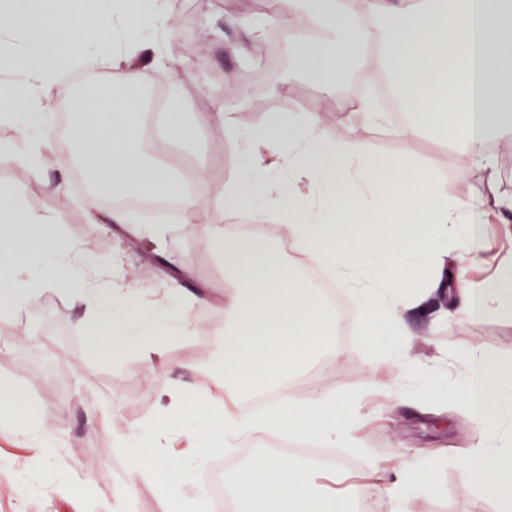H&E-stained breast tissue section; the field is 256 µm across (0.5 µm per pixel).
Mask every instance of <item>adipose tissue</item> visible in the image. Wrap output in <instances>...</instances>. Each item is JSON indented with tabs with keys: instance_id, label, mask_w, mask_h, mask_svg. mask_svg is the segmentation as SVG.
<instances>
[{
	"instance_id": "obj_1",
	"label": "adipose tissue",
	"mask_w": 512,
	"mask_h": 512,
	"mask_svg": "<svg viewBox=\"0 0 512 512\" xmlns=\"http://www.w3.org/2000/svg\"><path fill=\"white\" fill-rule=\"evenodd\" d=\"M288 14L321 25L323 45L306 43L289 30L286 54L323 86H331L355 63L386 73L410 105V120L401 133L413 137L433 128L460 143L479 159L470 176L475 198L456 203L439 198L430 169L391 157L370 158L354 134L330 135L319 113H289L282 123L243 127L235 99H226L209 114L226 141L247 149L251 167L235 171L224 184V205L268 225L265 235L216 232L208 224L209 199L185 190L169 168L149 163L141 148L143 105L130 86L138 82L131 47L141 30L161 20L159 0H118L105 11L102 0H87L74 13L71 0H0V28L25 32L27 48L0 56V73L23 71L22 85L0 86V114L18 117L35 85L56 80L43 58L77 59L87 45L111 37L112 70L126 84L113 94L88 82L74 98L73 137L78 156L96 189L114 193L180 195L184 223L194 225L201 242L224 262L232 281L224 293V431L228 448L245 438L293 434L314 437L330 448H358L351 430V403L333 392L295 398L288 378L336 346V316L316 286L292 273L274 243L279 226L288 228V246L326 265L336 286L352 294L367 320L366 335L385 340L404 377L413 332L404 314L433 271L445 263L442 245L449 236L473 245L481 212L503 206L496 174L481 156L491 133L512 140V0H454L452 10L433 0H288ZM46 145L29 139L25 150L0 145L11 157L42 178L49 191L65 195L63 181L52 178L61 167L45 155ZM357 185L358 194L326 205H295L304 190ZM390 184L394 198L374 195L377 184ZM292 205H284V197ZM22 205L12 188L0 186V263L7 264L12 285L0 290V313L9 314L31 297L34 276L31 250L49 253L40 278L44 287L71 289L86 309L98 311L96 325L127 339L129 322L138 316L136 295L93 288L78 271L75 248L53 250L48 239L22 245L26 235ZM462 319L512 318V264L488 280L458 282ZM124 310V317L112 314ZM467 370L460 383L469 414L483 439L463 465L464 486L493 496L498 512H512V429L501 410L512 403V365L472 348L464 355ZM129 482L110 506L122 512L139 480L159 481L169 458H143L129 451ZM429 463L402 466L393 478L373 489L351 488L349 498L376 495L404 504ZM231 495L239 512H336L332 499L316 498L313 473L300 458L263 455L236 476Z\"/></svg>"
}]
</instances>
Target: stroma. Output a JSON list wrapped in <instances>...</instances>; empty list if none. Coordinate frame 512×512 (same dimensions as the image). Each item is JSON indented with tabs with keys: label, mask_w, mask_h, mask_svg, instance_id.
I'll return each instance as SVG.
<instances>
[{
	"label": "stroma",
	"mask_w": 512,
	"mask_h": 512,
	"mask_svg": "<svg viewBox=\"0 0 512 512\" xmlns=\"http://www.w3.org/2000/svg\"><path fill=\"white\" fill-rule=\"evenodd\" d=\"M161 8L177 14L183 25L162 36L148 33L145 50L136 54L141 87L150 95L144 105L147 129L154 134L161 128L154 102L168 95L174 79L191 108L194 136L174 151L148 150L149 162L188 159L209 173L204 193L221 195L228 173L251 162L244 150L228 147L208 121L213 103L237 84L248 92L238 114L242 125L257 124L269 112L317 110L333 133L354 129L371 154L429 163L449 199L468 202L475 196L468 177L475 158L439 132L428 129L410 139L396 131L384 134L381 126L358 118L356 106L370 80L364 68L352 66L324 89L284 53L269 54V37L280 34L276 27L245 51L233 52L246 20L257 15L251 0H185L179 10L172 0H162ZM60 177L67 186L63 196L47 191L28 169L0 160V184L16 188L24 212L48 222L56 239L79 248V270L93 287L104 290L122 282L138 289L136 332L161 323L173 328L186 316L193 329L169 343L161 364L152 365L133 347L116 357L109 343L92 348L90 315L66 290L40 289L0 318V397L40 425L23 434L0 430V512H93L95 504H110L128 476L126 448L149 452L160 427L179 438L193 432L191 409H165L172 389L224 401V341L216 330L224 324L227 282L217 257L180 222L114 224L103 208L90 219L91 194L76 187L72 168ZM445 247L441 281L405 314L415 333L411 358L429 364V374L404 380L386 350L370 344L354 324L337 352L295 387L300 398L317 390L349 397L363 444L360 468L323 473L318 493L339 498L348 485L372 484L379 472L428 457L434 467L409 496L407 512H497L492 497L463 487L462 463L481 434L464 399L451 402L446 394L463 374V354L471 346L512 363V320L469 322L454 313L459 274L478 282L512 259V212L488 210L475 246L451 238ZM20 336L31 337V344L17 345ZM44 430L57 444L48 460L42 457ZM204 471L201 465L173 468L160 482L139 483L126 512H166V495H201Z\"/></svg>",
	"instance_id": "obj_1"
}]
</instances>
